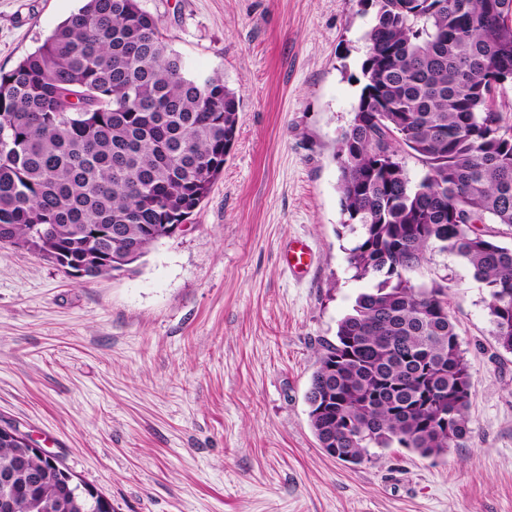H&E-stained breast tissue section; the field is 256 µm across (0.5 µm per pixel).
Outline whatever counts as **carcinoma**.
Returning <instances> with one entry per match:
<instances>
[{"label": "carcinoma", "instance_id": "carcinoma-1", "mask_svg": "<svg viewBox=\"0 0 512 512\" xmlns=\"http://www.w3.org/2000/svg\"><path fill=\"white\" fill-rule=\"evenodd\" d=\"M363 85L336 138L348 264L360 294L323 342L306 394L321 448L347 465L371 448L423 458L462 448L471 373L448 311V278L408 273L432 248L487 289L512 352V0H358ZM507 80L506 87L500 79ZM239 102L221 72L193 70L139 0H85L33 53L0 70V245L86 280L125 271L156 229L191 217L224 172ZM420 168L411 177L406 158ZM62 462L0 435V512H94Z\"/></svg>", "mask_w": 512, "mask_h": 512}]
</instances>
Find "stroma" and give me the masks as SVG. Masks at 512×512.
Masks as SVG:
<instances>
[{"instance_id":"obj_1","label":"stroma","mask_w":512,"mask_h":512,"mask_svg":"<svg viewBox=\"0 0 512 512\" xmlns=\"http://www.w3.org/2000/svg\"><path fill=\"white\" fill-rule=\"evenodd\" d=\"M82 0H0L12 69ZM195 69L239 98L224 173L183 233L93 282L0 245V420L112 512H512V353L487 292L432 251L470 366L471 439L424 459L319 448L305 393L322 341L373 288L347 263L335 139L360 93L371 13L357 0H140ZM299 240L305 276L282 260Z\"/></svg>"}]
</instances>
